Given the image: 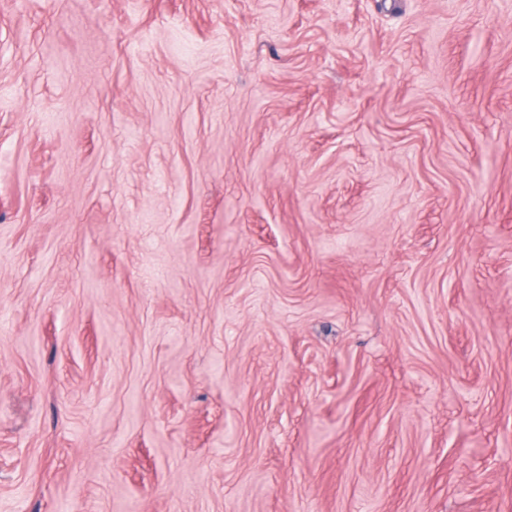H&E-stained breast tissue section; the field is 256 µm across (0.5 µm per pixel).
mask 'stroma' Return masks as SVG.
I'll return each mask as SVG.
<instances>
[{
    "label": "stroma",
    "mask_w": 512,
    "mask_h": 512,
    "mask_svg": "<svg viewBox=\"0 0 512 512\" xmlns=\"http://www.w3.org/2000/svg\"><path fill=\"white\" fill-rule=\"evenodd\" d=\"M512 512V0H0V512Z\"/></svg>",
    "instance_id": "35a3bbf8"
}]
</instances>
